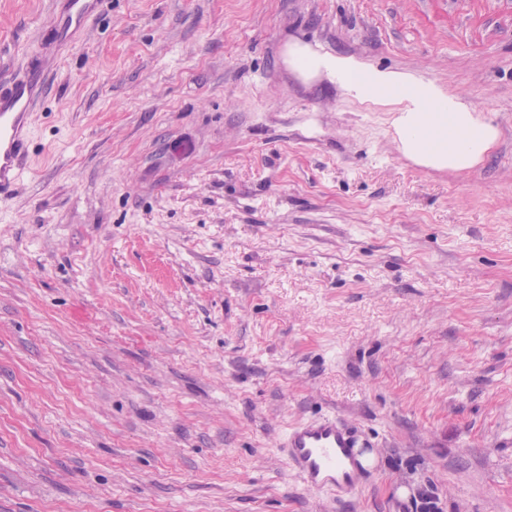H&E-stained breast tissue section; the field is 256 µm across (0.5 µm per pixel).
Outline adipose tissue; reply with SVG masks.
<instances>
[{
    "label": "adipose tissue",
    "instance_id": "obj_1",
    "mask_svg": "<svg viewBox=\"0 0 512 512\" xmlns=\"http://www.w3.org/2000/svg\"><path fill=\"white\" fill-rule=\"evenodd\" d=\"M288 64L302 78L326 76L360 101L393 106L392 128L398 147L418 164L464 172L484 160L498 137L497 128L462 94L382 71L351 57L319 53L292 44Z\"/></svg>",
    "mask_w": 512,
    "mask_h": 512
}]
</instances>
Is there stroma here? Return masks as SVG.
Segmentation results:
<instances>
[{"instance_id":"obj_1","label":"stroma","mask_w":512,"mask_h":512,"mask_svg":"<svg viewBox=\"0 0 512 512\" xmlns=\"http://www.w3.org/2000/svg\"><path fill=\"white\" fill-rule=\"evenodd\" d=\"M0 0V74L53 72L0 202V512H512V0H109L59 50ZM461 92L459 174L291 42ZM333 415L374 457L308 491ZM280 448L288 465L310 491L336 497L356 493L367 459V448L352 429L335 416H321L287 428Z\"/></svg>"}]
</instances>
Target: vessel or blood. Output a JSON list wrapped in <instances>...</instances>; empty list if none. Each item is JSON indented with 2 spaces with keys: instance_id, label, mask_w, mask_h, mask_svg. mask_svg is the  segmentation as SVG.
Returning <instances> with one entry per match:
<instances>
[{
  "instance_id": "b4317fda",
  "label": "vessel or blood",
  "mask_w": 512,
  "mask_h": 512,
  "mask_svg": "<svg viewBox=\"0 0 512 512\" xmlns=\"http://www.w3.org/2000/svg\"><path fill=\"white\" fill-rule=\"evenodd\" d=\"M107 0H62L56 31L62 42L79 36L100 15ZM40 69L0 83V198L12 195L29 168L33 152L31 120L47 94ZM280 446L305 488L339 497L356 493L367 459L352 429L333 416H321L287 428Z\"/></svg>"
}]
</instances>
